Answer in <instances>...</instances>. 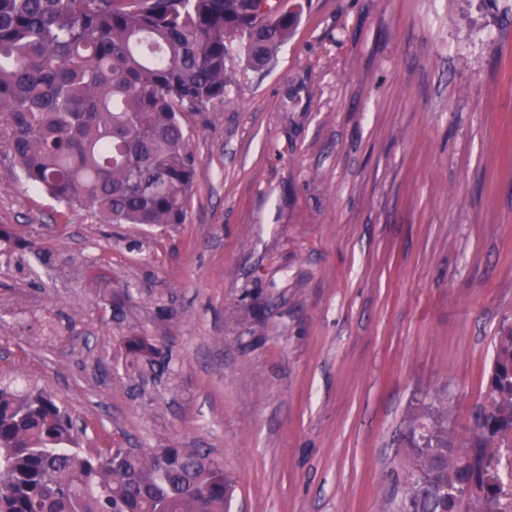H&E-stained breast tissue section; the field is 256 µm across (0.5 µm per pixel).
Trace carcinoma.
I'll list each match as a JSON object with an SVG mask.
<instances>
[{"label": "carcinoma", "mask_w": 512, "mask_h": 512, "mask_svg": "<svg viewBox=\"0 0 512 512\" xmlns=\"http://www.w3.org/2000/svg\"><path fill=\"white\" fill-rule=\"evenodd\" d=\"M0 0V112L27 182L107 224H183L200 161L182 123L228 96L237 50L265 67L300 13L280 0ZM133 358L155 347L126 342ZM464 438L448 408L409 429L405 512H492L491 448H512V322L501 323ZM44 389L0 385V512H227L224 466L199 448L87 453Z\"/></svg>", "instance_id": "carcinoma-1"}]
</instances>
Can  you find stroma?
Masks as SVG:
<instances>
[{
    "instance_id": "1",
    "label": "stroma",
    "mask_w": 512,
    "mask_h": 512,
    "mask_svg": "<svg viewBox=\"0 0 512 512\" xmlns=\"http://www.w3.org/2000/svg\"><path fill=\"white\" fill-rule=\"evenodd\" d=\"M300 3L185 114L183 224L66 210L0 113V225L31 243L0 246V381L84 450L209 452L230 512H403L409 419L446 400L465 436L512 319V0Z\"/></svg>"
}]
</instances>
